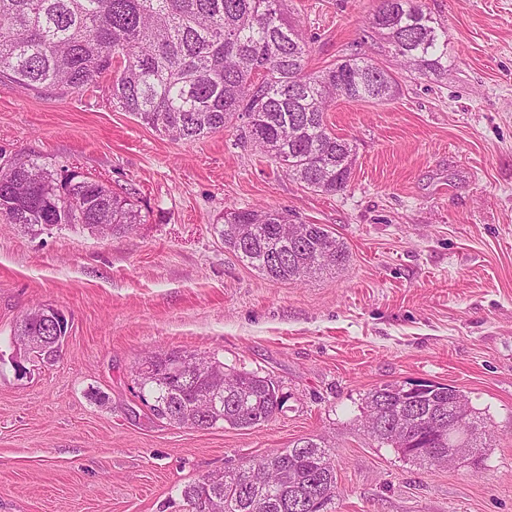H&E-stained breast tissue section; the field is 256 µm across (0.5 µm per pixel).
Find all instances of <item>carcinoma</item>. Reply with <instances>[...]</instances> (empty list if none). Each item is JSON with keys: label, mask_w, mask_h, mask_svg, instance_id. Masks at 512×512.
Listing matches in <instances>:
<instances>
[{"label": "carcinoma", "mask_w": 512, "mask_h": 512, "mask_svg": "<svg viewBox=\"0 0 512 512\" xmlns=\"http://www.w3.org/2000/svg\"><path fill=\"white\" fill-rule=\"evenodd\" d=\"M369 26L392 46L396 64L424 75L448 72V29L422 0H379ZM307 34L288 17L286 0H0V77L62 94L112 72V105L175 140H195L234 120L238 142L277 162L305 188L336 194L347 188L356 143L338 136L325 112L338 97L385 101L398 89L391 70L357 54L321 72L306 69ZM0 215L30 229L42 224L141 223L131 200L89 177H55L29 159L0 170ZM217 232L225 247L272 282L311 278L346 265L345 243L324 224H290L277 209L224 211ZM136 374L153 416L209 429H252L283 411L271 379L224 367L215 357L180 350L146 356ZM236 397L217 411L203 390ZM386 384L364 399L367 435L404 460L440 466L425 437L424 416L456 417L477 465L487 447L486 422L457 389L442 384L415 395ZM224 482L187 485L192 512H334L340 497L333 451L320 439L245 460Z\"/></svg>", "instance_id": "cac0c4a2"}]
</instances>
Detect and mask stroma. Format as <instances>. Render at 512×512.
<instances>
[{
  "label": "stroma",
  "mask_w": 512,
  "mask_h": 512,
  "mask_svg": "<svg viewBox=\"0 0 512 512\" xmlns=\"http://www.w3.org/2000/svg\"><path fill=\"white\" fill-rule=\"evenodd\" d=\"M378 0H287L308 70L351 54L391 68L399 94L334 102L355 139L346 190L306 189L236 143L235 125L172 140L114 107L111 75L59 94L0 80V164L35 159L129 194L132 230H27L0 216V512H191L185 486L321 438L336 512H512V0H423L448 28V73L397 67L367 19ZM271 207L324 224L345 267L273 282L214 231L226 210ZM63 309L56 360L17 376L14 331ZM181 350L271 377L288 401L253 429L154 418L133 367ZM425 380L485 418L479 465L427 470L364 435L366 394Z\"/></svg>",
  "instance_id": "35a3bbf8"
}]
</instances>
